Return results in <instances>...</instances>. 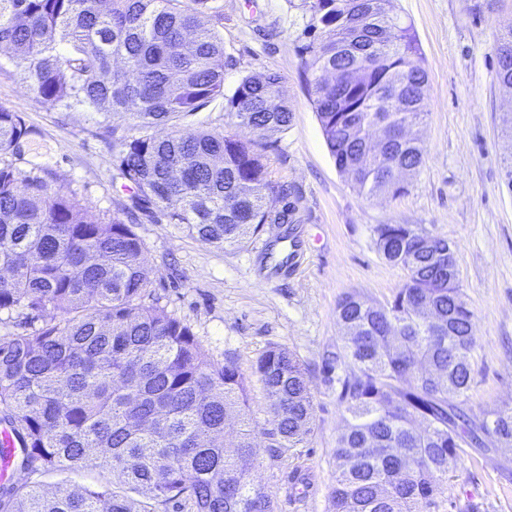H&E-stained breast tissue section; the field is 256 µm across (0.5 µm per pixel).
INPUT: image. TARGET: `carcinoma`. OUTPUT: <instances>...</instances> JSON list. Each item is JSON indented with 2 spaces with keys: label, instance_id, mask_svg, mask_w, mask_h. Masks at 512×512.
I'll return each mask as SVG.
<instances>
[{
  "label": "carcinoma",
  "instance_id": "obj_1",
  "mask_svg": "<svg viewBox=\"0 0 512 512\" xmlns=\"http://www.w3.org/2000/svg\"><path fill=\"white\" fill-rule=\"evenodd\" d=\"M297 11L300 56L336 168L360 193L399 195L395 172L417 169L425 147L413 128L427 115L429 83L412 24L387 0H287ZM218 0H0V47L39 103L85 105L105 118L132 113L116 166L143 202L217 246L244 245L267 224H293L294 189L272 179L265 135L292 111L283 77H243L229 94ZM123 67L113 65L114 58ZM224 100L230 125L184 135L181 118ZM171 126L157 136L152 130ZM392 136L364 158L368 129ZM30 130L0 108V311L52 310L40 326L0 336V423L23 445L28 471L92 468L109 479L0 487V512H136L111 482L146 488L163 505L194 512H272L251 474L254 427L244 377L212 361L191 329L160 307L134 224L89 208L7 160ZM382 257L406 272L392 299L342 296L343 343L327 352L347 426L335 448L333 512H424L467 444L512 446V409L463 408L473 383L474 312L452 271L455 246L418 224H378ZM277 416L271 447L289 451L311 432L301 363L274 346L257 360ZM240 416L234 453L224 421Z\"/></svg>",
  "mask_w": 512,
  "mask_h": 512
}]
</instances>
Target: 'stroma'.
<instances>
[{
	"label": "stroma",
	"mask_w": 512,
	"mask_h": 512,
	"mask_svg": "<svg viewBox=\"0 0 512 512\" xmlns=\"http://www.w3.org/2000/svg\"><path fill=\"white\" fill-rule=\"evenodd\" d=\"M224 71L232 91L245 76L272 70L284 77L293 117L269 133L266 155L274 179L300 195L295 234L305 241L295 271L264 258L286 225L269 224L244 246L221 248L168 223L138 200L115 155L135 132L132 117L101 121L77 107L39 104L7 51L0 50V108L21 113L31 133L17 165L71 194L91 213L133 220L145 244V268L160 304L188 324L216 363H234L246 380V412L255 428L252 475L274 512H332L334 449L346 422L336 381L322 370L323 352L342 337L336 303L356 291L390 300L405 281L374 245L379 224H418L457 247L461 286L475 313L474 381L467 411L512 407V192L502 177L512 161V137L502 116L512 113V89L496 77L499 34L512 26V0H391L390 10L413 25L429 75L428 114L417 135L426 154L402 179L405 193L368 197L336 169L312 106L295 50L300 31L286 0H220ZM289 350L305 369L313 403L311 432L281 453L267 433L275 416L255 372L270 347ZM307 484L291 489L288 475ZM431 512H512V448L495 438L465 446Z\"/></svg>",
	"instance_id": "stroma-1"
}]
</instances>
